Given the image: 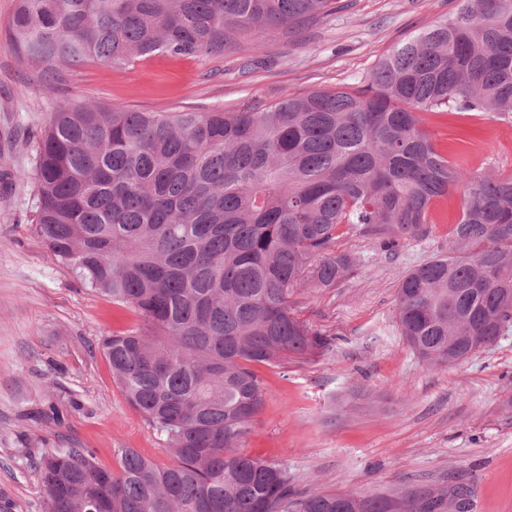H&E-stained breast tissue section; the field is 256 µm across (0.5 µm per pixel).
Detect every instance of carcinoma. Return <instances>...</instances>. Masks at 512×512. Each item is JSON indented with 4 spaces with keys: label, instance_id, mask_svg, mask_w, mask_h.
<instances>
[{
    "label": "carcinoma",
    "instance_id": "carcinoma-1",
    "mask_svg": "<svg viewBox=\"0 0 512 512\" xmlns=\"http://www.w3.org/2000/svg\"><path fill=\"white\" fill-rule=\"evenodd\" d=\"M336 0H18L8 35L44 67L127 66L156 53L221 55L243 33L328 17ZM455 107L512 120V0H459L382 59L366 86L317 90L263 109L133 112L60 101L20 178L33 234L80 283L127 305L138 327L101 348L127 402L175 459L132 448L119 469L85 448L35 465L45 512H448L472 490H294L288 470L242 442L263 405L252 365L327 345L300 319L301 288L354 268L336 253L352 225L391 250L423 232L456 186L448 254L404 275L395 313L431 365L512 331V173L448 164L420 114Z\"/></svg>",
    "mask_w": 512,
    "mask_h": 512
}]
</instances>
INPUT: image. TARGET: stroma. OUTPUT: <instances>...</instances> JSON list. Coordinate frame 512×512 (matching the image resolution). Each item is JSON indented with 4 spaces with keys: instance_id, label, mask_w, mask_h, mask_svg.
I'll list each match as a JSON object with an SVG mask.
<instances>
[{
    "instance_id": "stroma-1",
    "label": "stroma",
    "mask_w": 512,
    "mask_h": 512,
    "mask_svg": "<svg viewBox=\"0 0 512 512\" xmlns=\"http://www.w3.org/2000/svg\"><path fill=\"white\" fill-rule=\"evenodd\" d=\"M17 0H0V512H44L35 459L57 448L92 451L116 468L135 449L172 465L162 437L128 404L101 337L136 326L128 309L84 288L31 231L34 192L25 133L57 102L119 105L135 112H235L365 81L396 46L452 16L457 0H338L330 17L299 30L239 38L223 55L155 54L126 68L89 63L47 85L3 29ZM449 163L512 173V122L455 108L424 113ZM464 200L434 204L422 235L392 252L343 225L336 252L351 275L310 288L299 314L329 343L288 364L256 365L264 404L243 446L285 467L296 490L377 493L408 486L471 485L474 512H512V333L453 366L422 361L405 342L395 295L405 273L447 253ZM57 403L63 421L36 419Z\"/></svg>"
}]
</instances>
